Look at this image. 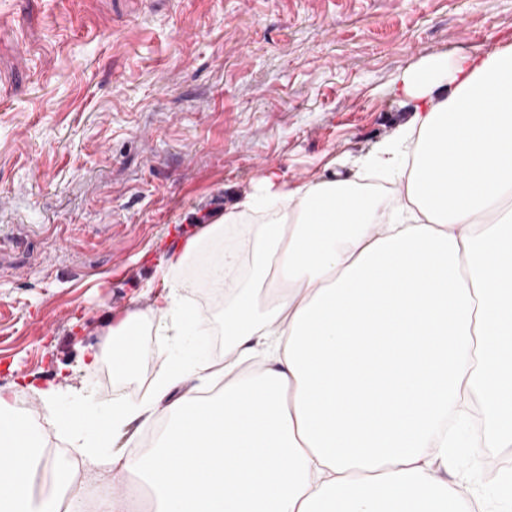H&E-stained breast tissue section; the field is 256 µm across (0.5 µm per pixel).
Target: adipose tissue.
<instances>
[{
    "label": "adipose tissue",
    "instance_id": "adipose-tissue-1",
    "mask_svg": "<svg viewBox=\"0 0 512 512\" xmlns=\"http://www.w3.org/2000/svg\"><path fill=\"white\" fill-rule=\"evenodd\" d=\"M393 91L413 115L372 161L402 181L396 206L270 173L168 259L174 271L242 212L272 211L219 258L244 272L224 289L223 367L162 353L140 402L104 419L74 402L71 462L0 389V512H85L88 474L131 481L99 512H512L511 473L493 500L436 475L461 446L442 423L470 407L474 447H512V46L428 56ZM143 328L202 336L209 320L169 289L110 327L116 378L136 373ZM136 419L149 448L104 455Z\"/></svg>",
    "mask_w": 512,
    "mask_h": 512
}]
</instances>
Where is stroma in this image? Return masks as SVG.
<instances>
[{"label": "stroma", "instance_id": "1", "mask_svg": "<svg viewBox=\"0 0 512 512\" xmlns=\"http://www.w3.org/2000/svg\"><path fill=\"white\" fill-rule=\"evenodd\" d=\"M508 44L512 0H0V387L54 448L72 396L139 401L153 357L105 387L82 351L153 308L187 237L271 171L394 199L366 164L410 117L392 86ZM509 466L512 447H468L438 476L493 498Z\"/></svg>", "mask_w": 512, "mask_h": 512}]
</instances>
